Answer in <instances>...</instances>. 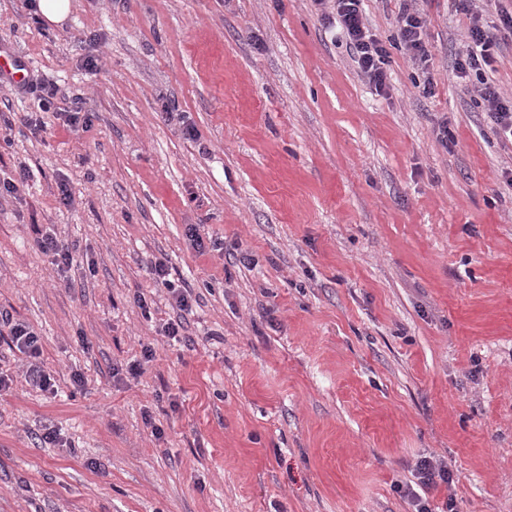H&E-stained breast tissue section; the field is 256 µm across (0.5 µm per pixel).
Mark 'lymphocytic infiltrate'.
Listing matches in <instances>:
<instances>
[{"instance_id": "f902f5d3", "label": "lymphocytic infiltrate", "mask_w": 512, "mask_h": 512, "mask_svg": "<svg viewBox=\"0 0 512 512\" xmlns=\"http://www.w3.org/2000/svg\"><path fill=\"white\" fill-rule=\"evenodd\" d=\"M311 2L329 26L340 30L360 75L376 92H384L389 84L392 49L403 50L419 69H428L432 55L424 38L425 21L416 7L417 0H402L395 19V34L387 42L372 32L362 9L363 0ZM475 2L476 0H457L458 6L470 13L472 24L463 49L454 55L453 72L459 79L475 80L478 96L494 134L499 140L512 142V100L504 98L486 75V69L492 63L490 50L497 45L500 30H512V11L499 8V22L491 26L483 23L481 12L475 9ZM151 274L157 283L168 290L179 312L177 319L164 324L163 335L171 340L180 339L183 318L193 311V293L191 289L175 286L164 263H155ZM0 322L8 327L12 347L26 357V382L40 391H53L51 377L40 361L41 341L38 333L29 324L12 320L6 313L0 315ZM416 478V485L402 486L403 496L408 499L414 512H432L428 500L421 496L420 491L449 484L448 465L440 460L422 458L416 464Z\"/></svg>"}]
</instances>
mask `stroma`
<instances>
[{
    "label": "stroma",
    "instance_id": "stroma-1",
    "mask_svg": "<svg viewBox=\"0 0 512 512\" xmlns=\"http://www.w3.org/2000/svg\"><path fill=\"white\" fill-rule=\"evenodd\" d=\"M421 7L431 98L396 49L377 94L310 0H72L54 26L0 0V42L61 90L0 130V179L30 172L0 197V311L56 383L0 337V512H412L424 456L452 475L432 507L512 512V144L452 71L469 15ZM157 261L196 297L180 342ZM39 248L43 254L49 256L52 263L59 268L68 267L74 260L76 249L56 235L46 233L39 241ZM1 321L8 326L10 345L25 355L24 377L26 382L43 392H54V384L41 361V341L39 334L29 324L13 321L7 313H0Z\"/></svg>",
    "mask_w": 512,
    "mask_h": 512
}]
</instances>
